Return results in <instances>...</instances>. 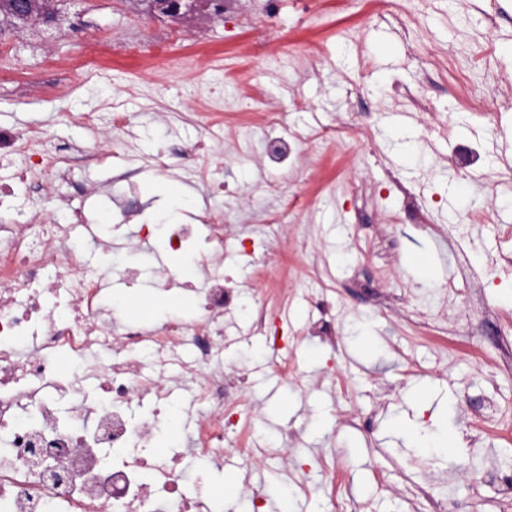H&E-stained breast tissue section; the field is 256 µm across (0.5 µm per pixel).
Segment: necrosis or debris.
Returning <instances> with one entry per match:
<instances>
[{
    "mask_svg": "<svg viewBox=\"0 0 512 512\" xmlns=\"http://www.w3.org/2000/svg\"><path fill=\"white\" fill-rule=\"evenodd\" d=\"M95 240L80 209L66 224H0V512H212L177 458L155 453L157 417L174 364L209 409L194 434L201 455L222 462L228 418L248 423L243 368L211 367L240 287L216 274L194 321L117 326L99 305L106 275L83 257ZM63 353L74 359L67 373ZM90 374L93 405L63 417L62 399Z\"/></svg>",
    "mask_w": 512,
    "mask_h": 512,
    "instance_id": "4bbe7bcc",
    "label": "necrosis or debris"
}]
</instances>
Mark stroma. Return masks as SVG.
I'll return each instance as SVG.
<instances>
[{
	"label": "stroma",
	"instance_id": "stroma-1",
	"mask_svg": "<svg viewBox=\"0 0 512 512\" xmlns=\"http://www.w3.org/2000/svg\"><path fill=\"white\" fill-rule=\"evenodd\" d=\"M206 0L170 16L147 0H56L54 24L0 21V129L27 151L0 152V183L31 223H67L85 204L112 244L104 306L152 325L193 320L205 276L140 225L196 224L219 211L246 249L288 256L306 245L297 279L275 280L270 318L289 343L248 334L253 269L227 273L244 301L225 316V367L246 370L249 430L274 460L236 471L206 464L188 442L202 415L173 387L166 416L180 469L223 512H512L499 472L512 442L488 428L512 407V367L499 321L512 317V0ZM504 101L484 116L480 92ZM94 113L95 128L74 116ZM299 132L292 161L269 162L261 115ZM126 123L112 125L115 114ZM332 128L324 146L318 131ZM198 164L156 168L186 144ZM480 140L500 169L461 167L455 144ZM130 172L139 215L115 228L100 187ZM470 225L467 235L455 227ZM460 294L449 301V287ZM330 303L336 342L307 335L308 298ZM294 361L298 376L274 365ZM412 428L461 445L442 459L411 447Z\"/></svg>",
	"mask_w": 512,
	"mask_h": 512
}]
</instances>
